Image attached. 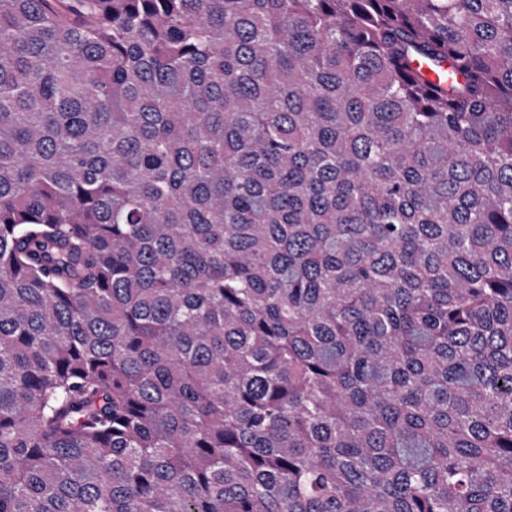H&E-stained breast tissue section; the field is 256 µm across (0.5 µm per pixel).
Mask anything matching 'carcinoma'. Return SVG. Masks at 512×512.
<instances>
[{
  "label": "carcinoma",
  "instance_id": "carcinoma-1",
  "mask_svg": "<svg viewBox=\"0 0 512 512\" xmlns=\"http://www.w3.org/2000/svg\"><path fill=\"white\" fill-rule=\"evenodd\" d=\"M0 512H512V0H0Z\"/></svg>",
  "mask_w": 512,
  "mask_h": 512
}]
</instances>
